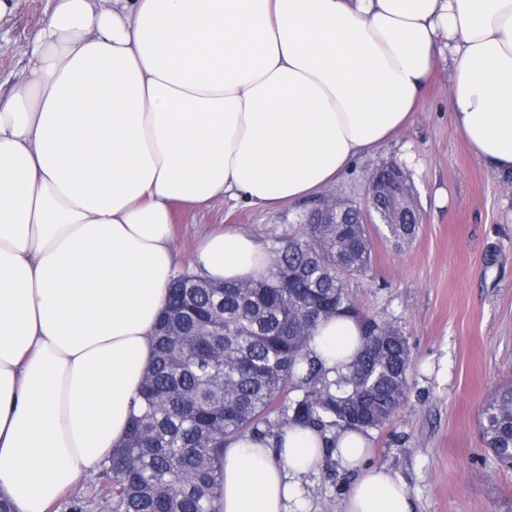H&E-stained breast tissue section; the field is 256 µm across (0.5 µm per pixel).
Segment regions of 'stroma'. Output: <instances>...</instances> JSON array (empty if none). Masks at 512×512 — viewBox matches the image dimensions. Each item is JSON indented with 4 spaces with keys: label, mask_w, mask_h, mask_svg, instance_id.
Here are the masks:
<instances>
[{
    "label": "stroma",
    "mask_w": 512,
    "mask_h": 512,
    "mask_svg": "<svg viewBox=\"0 0 512 512\" xmlns=\"http://www.w3.org/2000/svg\"><path fill=\"white\" fill-rule=\"evenodd\" d=\"M51 0H13L0 21V94L27 75L29 41ZM447 63H438L410 123L376 152L359 157L325 195L362 201L371 171L402 167L422 214L414 240L396 246L372 230L370 270L347 277L351 296L372 316L404 328L413 389L396 417L373 434V462L407 484L415 512H512V470L484 450L478 418L497 387L512 379V177L485 168L452 127ZM319 197L265 210L215 200L197 210L174 205L176 250L194 260L203 235L235 227L265 247L302 229ZM352 479L312 476L310 512H342Z\"/></svg>",
    "instance_id": "1"
}]
</instances>
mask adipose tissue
I'll return each instance as SVG.
<instances>
[{
    "mask_svg": "<svg viewBox=\"0 0 512 512\" xmlns=\"http://www.w3.org/2000/svg\"><path fill=\"white\" fill-rule=\"evenodd\" d=\"M476 159L512 175V0H53L0 99V497L49 512L125 436L177 274L171 207L274 210L336 184L411 120L437 59ZM252 236L202 237L194 273L259 277ZM361 330L322 321L343 369ZM332 455L343 512H414L357 431L289 427L224 453L221 512H308Z\"/></svg>",
    "mask_w": 512,
    "mask_h": 512,
    "instance_id": "ef3b65f1",
    "label": "adipose tissue"
}]
</instances>
